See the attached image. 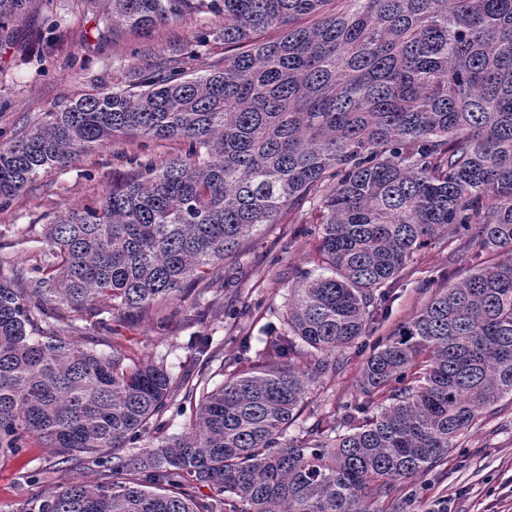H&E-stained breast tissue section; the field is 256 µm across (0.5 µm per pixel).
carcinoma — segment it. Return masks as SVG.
I'll return each instance as SVG.
<instances>
[{
	"mask_svg": "<svg viewBox=\"0 0 512 512\" xmlns=\"http://www.w3.org/2000/svg\"><path fill=\"white\" fill-rule=\"evenodd\" d=\"M29 0H0V38ZM75 0L95 38L202 14L187 56L0 143V208L49 168L127 137L128 177L43 225L40 260L0 259V447L36 439L99 467L38 512H409L410 485L512 400V0ZM42 30L64 21L39 0ZM314 17L312 23L302 19ZM281 30L273 39L258 32ZM224 56H209L213 40ZM175 141L157 162L150 146ZM315 206L321 272L289 289L257 363L242 340L189 379L71 338L183 298L285 207ZM475 249L466 274L376 345L341 416L308 399L363 342L413 256ZM222 376L218 382L217 376ZM196 405L165 434L174 398ZM149 448L120 455L148 434ZM211 486L220 498L190 489Z\"/></svg>",
	"mask_w": 512,
	"mask_h": 512,
	"instance_id": "cac0c4a2",
	"label": "carcinoma"
}]
</instances>
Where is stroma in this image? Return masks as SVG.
<instances>
[{
    "mask_svg": "<svg viewBox=\"0 0 512 512\" xmlns=\"http://www.w3.org/2000/svg\"><path fill=\"white\" fill-rule=\"evenodd\" d=\"M218 29L224 19L207 15L184 22L157 25L149 34L120 27L106 42L89 38L90 24L75 8L54 43L39 39L38 13L16 22L15 43L0 45V142L13 138L41 119L52 106L119 81V67L132 50L149 46L158 60L185 53L198 24ZM135 141L109 145L84 155L66 170L43 173L32 190L0 208V238L9 248L0 250L11 262L36 264L34 237L44 224L69 208L101 198L113 180L127 171L122 150H134ZM311 208L283 209L277 223L263 225L244 242L238 255L225 259L221 277L195 285L188 297L163 306L161 313L122 318L118 331H104L82 323L78 340L103 351L119 347L125 356L164 360L179 374L196 376L205 360L191 348L196 337L210 339L217 357L235 350L239 336H253V351L268 325H279L288 304V290L300 273L317 268ZM472 250L461 241L437 243L418 252L403 280L394 288L386 318L378 321L362 347L341 355L334 378L315 388L311 401L324 410L353 400L356 380L372 347L404 322L425 300L422 285L444 284L465 275ZM216 305L207 319L193 309L197 298ZM94 473L75 465L59 466L38 441L15 451L0 448V512H38L44 497L75 481H93ZM448 497V512H512V402L502 401L481 426L472 429L452 449L440 474L425 477L420 495Z\"/></svg>",
    "mask_w": 512,
    "mask_h": 512,
    "instance_id": "stroma-1",
    "label": "stroma"
}]
</instances>
